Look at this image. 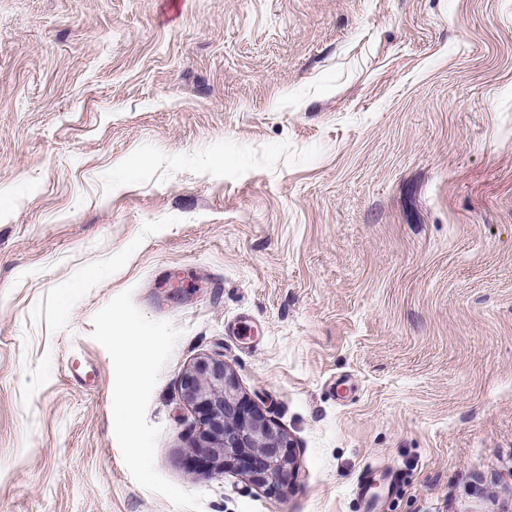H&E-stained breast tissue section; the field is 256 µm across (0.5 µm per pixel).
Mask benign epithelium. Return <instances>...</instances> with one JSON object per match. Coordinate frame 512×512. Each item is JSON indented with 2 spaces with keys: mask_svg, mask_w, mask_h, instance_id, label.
<instances>
[{
  "mask_svg": "<svg viewBox=\"0 0 512 512\" xmlns=\"http://www.w3.org/2000/svg\"><path fill=\"white\" fill-rule=\"evenodd\" d=\"M185 399L207 409L198 445L218 460L217 471L234 467L244 452L261 454L263 465L246 474L259 487L276 490L291 471V443L275 424L256 410L239 390L222 359L203 358L185 373Z\"/></svg>",
  "mask_w": 512,
  "mask_h": 512,
  "instance_id": "benign-epithelium-1",
  "label": "benign epithelium"
}]
</instances>
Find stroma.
I'll use <instances>...</instances> for the list:
<instances>
[{
  "instance_id": "35a3bbf8",
  "label": "stroma",
  "mask_w": 512,
  "mask_h": 512,
  "mask_svg": "<svg viewBox=\"0 0 512 512\" xmlns=\"http://www.w3.org/2000/svg\"><path fill=\"white\" fill-rule=\"evenodd\" d=\"M207 357L282 490L188 466ZM394 467L385 512H512V0H0V512H366Z\"/></svg>"
}]
</instances>
